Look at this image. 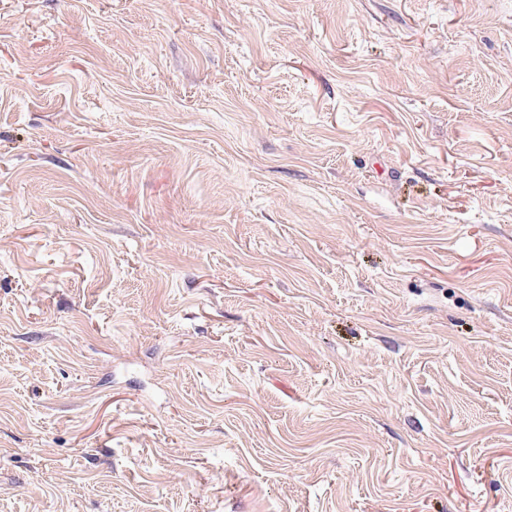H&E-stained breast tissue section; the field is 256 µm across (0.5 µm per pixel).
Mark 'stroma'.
I'll return each mask as SVG.
<instances>
[{"label":"stroma","mask_w":512,"mask_h":512,"mask_svg":"<svg viewBox=\"0 0 512 512\" xmlns=\"http://www.w3.org/2000/svg\"><path fill=\"white\" fill-rule=\"evenodd\" d=\"M0 512H512V0H0Z\"/></svg>","instance_id":"stroma-1"}]
</instances>
